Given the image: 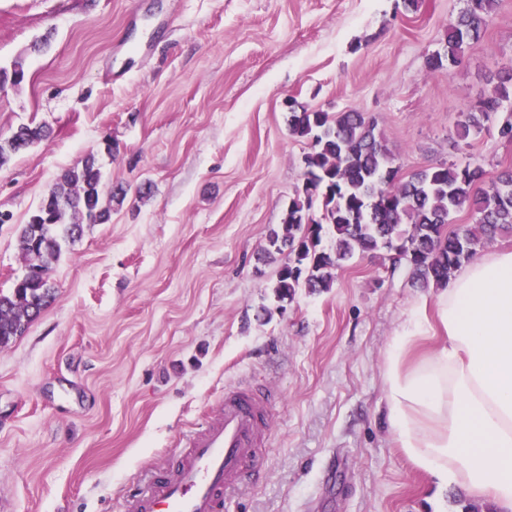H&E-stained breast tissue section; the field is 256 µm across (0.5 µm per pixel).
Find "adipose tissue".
<instances>
[{
	"mask_svg": "<svg viewBox=\"0 0 512 512\" xmlns=\"http://www.w3.org/2000/svg\"><path fill=\"white\" fill-rule=\"evenodd\" d=\"M440 336L417 347L429 324ZM395 443L440 489L512 512V250L475 256L414 307L381 368Z\"/></svg>",
	"mask_w": 512,
	"mask_h": 512,
	"instance_id": "obj_1",
	"label": "adipose tissue"
}]
</instances>
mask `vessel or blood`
<instances>
[{
  "label": "vessel or blood",
  "mask_w": 512,
  "mask_h": 512,
  "mask_svg": "<svg viewBox=\"0 0 512 512\" xmlns=\"http://www.w3.org/2000/svg\"><path fill=\"white\" fill-rule=\"evenodd\" d=\"M275 395L225 389L224 401L191 434L186 454L128 496L124 512H221L225 497L255 481Z\"/></svg>",
  "instance_id": "obj_1"
}]
</instances>
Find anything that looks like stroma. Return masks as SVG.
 Wrapping results in <instances>:
<instances>
[{"mask_svg": "<svg viewBox=\"0 0 512 512\" xmlns=\"http://www.w3.org/2000/svg\"><path fill=\"white\" fill-rule=\"evenodd\" d=\"M464 0H0V140L51 135L0 167V289L18 230L57 174L95 155L127 191L55 267V299L0 347V512H123L178 459L225 388L278 400L261 473L223 512H464V491L396 447L381 366L434 287L406 264L357 257L330 290L276 311L260 263L301 182L289 104L355 109L403 174L448 160L512 168L496 128L460 115L512 65V0L450 69L428 70ZM150 183L140 198L136 189Z\"/></svg>", "mask_w": 512, "mask_h": 512, "instance_id": "1", "label": "stroma"}]
</instances>
